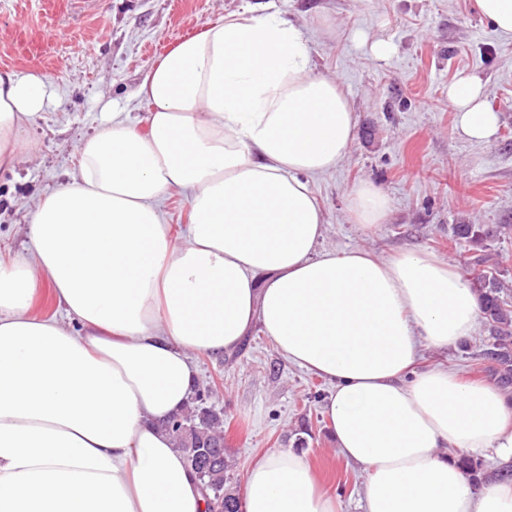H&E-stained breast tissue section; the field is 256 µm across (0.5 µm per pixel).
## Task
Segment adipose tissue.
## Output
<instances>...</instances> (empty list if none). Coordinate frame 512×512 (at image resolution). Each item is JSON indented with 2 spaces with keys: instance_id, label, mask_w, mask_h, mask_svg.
<instances>
[{
  "instance_id": "adipose-tissue-1",
  "label": "adipose tissue",
  "mask_w": 512,
  "mask_h": 512,
  "mask_svg": "<svg viewBox=\"0 0 512 512\" xmlns=\"http://www.w3.org/2000/svg\"><path fill=\"white\" fill-rule=\"evenodd\" d=\"M34 74L0 72V169L51 100ZM142 125L113 114L79 141L77 176L30 213L29 247L0 261V512H207L163 429L193 395L190 352L221 354L253 325L330 381L339 453L368 479L363 512H512V480L474 486L458 455L512 461V406L490 383L433 368L481 316L464 275L435 256L316 254L324 214L308 179L336 169L357 116L316 72L291 19L247 6L203 23L147 69ZM461 137L489 142L499 115L481 80L448 87ZM190 192L174 244L159 209ZM381 224L384 192H350ZM46 279L67 319L30 306ZM242 512H338L304 455L276 448L246 476Z\"/></svg>"
}]
</instances>
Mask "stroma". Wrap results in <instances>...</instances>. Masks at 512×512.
Segmentation results:
<instances>
[{
  "label": "stroma",
  "instance_id": "35a3bbf8",
  "mask_svg": "<svg viewBox=\"0 0 512 512\" xmlns=\"http://www.w3.org/2000/svg\"><path fill=\"white\" fill-rule=\"evenodd\" d=\"M96 2L87 10L72 0H0V71L43 75L54 90L26 132L31 149L15 170L0 171L1 255L27 246L34 204L76 172L75 146L101 126L108 103L129 119L143 116L135 92L154 47L169 51L207 20L267 3L302 25L316 70L336 78L358 116L345 159L310 181L325 216L318 252L423 251L460 268L473 246L455 238L454 225H512V40L473 12L471 0ZM376 38L393 44L389 58L372 57ZM466 75L481 78L500 117L484 144L458 135L448 105L449 83ZM364 180L389 197L386 223L350 221L347 197ZM488 336L479 322L459 346L422 349L415 368L485 378L479 354ZM190 359L198 387L209 390L207 406L224 415L230 488L243 492L254 459L302 439L342 512H361L367 476L338 454L323 413L331 383L291 363L258 327L231 353Z\"/></svg>",
  "mask_w": 512,
  "mask_h": 512
}]
</instances>
